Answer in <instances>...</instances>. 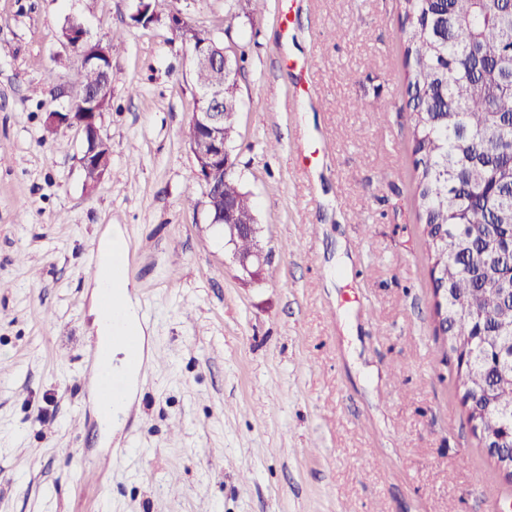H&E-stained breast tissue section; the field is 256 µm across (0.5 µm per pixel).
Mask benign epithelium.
Listing matches in <instances>:
<instances>
[{
    "label": "benign epithelium",
    "instance_id": "obj_1",
    "mask_svg": "<svg viewBox=\"0 0 512 512\" xmlns=\"http://www.w3.org/2000/svg\"><path fill=\"white\" fill-rule=\"evenodd\" d=\"M171 26L181 33L188 45L192 68L209 70L214 75L212 84L198 91L196 111L192 113V131L194 137L189 141V149L195 160V176L205 187L209 207L214 210L212 223L221 224L228 232L229 239L240 234L258 237L259 227L256 224H238L233 218V209L224 204V211L216 207V200L222 190V180L234 172L232 152L229 150V140L225 132L226 122L231 120L224 113V85L227 74L234 69L231 57L233 49L225 47L217 41L207 45L195 44L190 38V24L182 14L175 12L169 16ZM66 45L78 53L81 63L89 66L93 56L101 50V45L93 43L90 32L80 26L64 36ZM93 100L87 95L71 97L68 112L51 111L47 122L54 125L60 122L76 124L82 134L84 148L80 163L85 169H93L100 175H106L110 170L112 152L106 149L107 142L100 134L97 125L100 113L91 111ZM233 259L245 280H254L261 274L262 267L267 261V255L261 246L249 255L233 252ZM486 451L494 457L499 466L508 474H512V448H503L497 444H489Z\"/></svg>",
    "mask_w": 512,
    "mask_h": 512
}]
</instances>
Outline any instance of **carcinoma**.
<instances>
[{"label":"carcinoma","mask_w":512,"mask_h":512,"mask_svg":"<svg viewBox=\"0 0 512 512\" xmlns=\"http://www.w3.org/2000/svg\"><path fill=\"white\" fill-rule=\"evenodd\" d=\"M402 18L409 124L414 144V200L442 332L452 351L493 353L490 341L512 337V304L488 287L508 280L495 243L512 233V0H398ZM104 73L81 67L77 89L101 87ZM237 221L255 223L251 194L224 183ZM462 400L495 383L483 369L456 368ZM512 417L482 421L496 434Z\"/></svg>","instance_id":"carcinoma-1"}]
</instances>
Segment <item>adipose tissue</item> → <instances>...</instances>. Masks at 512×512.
<instances>
[{
  "label": "adipose tissue",
  "instance_id": "adipose-tissue-1",
  "mask_svg": "<svg viewBox=\"0 0 512 512\" xmlns=\"http://www.w3.org/2000/svg\"><path fill=\"white\" fill-rule=\"evenodd\" d=\"M124 241L123 234L116 231L112 233L110 240L102 242L100 246L97 269L92 278L93 295L96 299L92 314L99 350L109 355L115 374L132 383L138 378L141 364L129 358L120 338L130 332L143 335L144 326L139 317L138 301L129 292L127 281L117 279L113 271L111 246ZM105 297L124 302L125 308L122 314L111 313L106 306L102 305L101 300Z\"/></svg>",
  "mask_w": 512,
  "mask_h": 512
}]
</instances>
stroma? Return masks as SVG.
<instances>
[{
  "label": "stroma",
  "mask_w": 512,
  "mask_h": 512,
  "mask_svg": "<svg viewBox=\"0 0 512 512\" xmlns=\"http://www.w3.org/2000/svg\"><path fill=\"white\" fill-rule=\"evenodd\" d=\"M0 0V512H484L512 476L466 419L413 201L398 0ZM178 11L244 53L232 157L269 262L242 280L194 179ZM232 21H225V14ZM112 54L83 185L68 18ZM121 31L113 39V31ZM121 229L151 356L98 413L92 290ZM92 107L93 100L87 95H73L68 112H48L47 122L49 125L60 122L76 124L83 134L84 148L80 158L82 168L93 169L104 178L110 170L112 152L101 136L97 125L103 109L99 112H89ZM106 146L109 148L108 151H106Z\"/></svg>",
  "instance_id": "obj_1"
}]
</instances>
